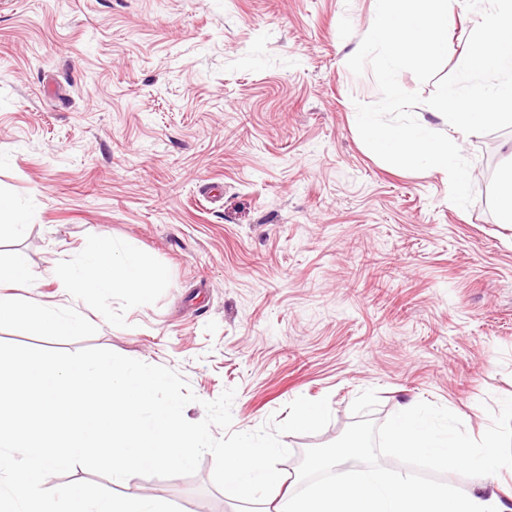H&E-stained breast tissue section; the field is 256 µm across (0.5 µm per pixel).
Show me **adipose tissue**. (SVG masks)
Listing matches in <instances>:
<instances>
[{
  "mask_svg": "<svg viewBox=\"0 0 512 512\" xmlns=\"http://www.w3.org/2000/svg\"><path fill=\"white\" fill-rule=\"evenodd\" d=\"M32 278L23 260L0 261V326L33 319L50 334L83 333L84 323L57 304L37 301L22 305L13 299L11 288L19 280ZM52 278L61 293L74 298H105L120 291L135 303L144 299L154 283L132 249L105 237L53 272ZM389 438L392 447L402 453L440 465L456 463L464 453L470 467L489 474L512 467L511 459L495 451L490 437L477 438L449 425L437 426L411 402L400 406ZM276 453L274 447H257L246 440L219 449L225 498L243 502L262 497V512H512V494L500 495L490 485L458 495L444 484L420 486L402 474L385 476L364 462V439L358 434L331 454L334 463H348L344 476L333 483L315 484L301 494L283 491L284 477L273 463Z\"/></svg>",
  "mask_w": 512,
  "mask_h": 512,
  "instance_id": "1",
  "label": "adipose tissue"
}]
</instances>
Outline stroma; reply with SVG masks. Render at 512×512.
<instances>
[{
  "label": "stroma",
  "instance_id": "obj_1",
  "mask_svg": "<svg viewBox=\"0 0 512 512\" xmlns=\"http://www.w3.org/2000/svg\"><path fill=\"white\" fill-rule=\"evenodd\" d=\"M372 0H0V195L27 215L0 234L81 336L32 323L0 342L104 348L168 367L204 402L232 388V430L285 420L298 397L328 399L315 434H285L293 492L336 481L313 453L363 433L367 459L459 494L483 475L405 457L388 426L412 402L512 455V224L495 207L512 129L459 136L475 198L446 173L377 157L357 103L380 98L347 66ZM109 237L161 280L146 302L73 301L47 270ZM194 475L121 483L78 467L50 487L100 481L182 512H246Z\"/></svg>",
  "mask_w": 512,
  "mask_h": 512
}]
</instances>
